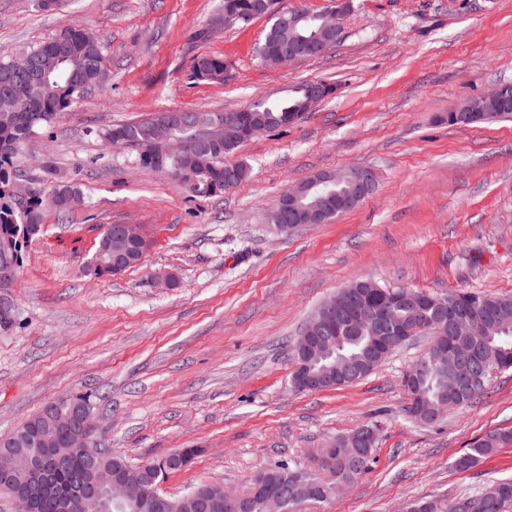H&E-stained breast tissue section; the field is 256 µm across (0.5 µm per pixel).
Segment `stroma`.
I'll list each match as a JSON object with an SVG mask.
<instances>
[{"mask_svg":"<svg viewBox=\"0 0 512 512\" xmlns=\"http://www.w3.org/2000/svg\"><path fill=\"white\" fill-rule=\"evenodd\" d=\"M222 0H0V59L66 23L104 47L109 80L50 128L19 163L54 161L82 206L47 215L15 277L19 317L0 331V437L47 402L99 392L96 440L140 463L176 448L198 454L162 482L179 496L201 483L246 491L280 462L315 469L318 449L377 427L371 468L317 512H400L409 500L456 503L512 479V446L475 467L456 457L512 429V372L494 373L468 407L415 422L404 373L431 338L406 342L356 385L290 387L293 343L339 289L383 287L512 295V121L451 126L450 108L512 83V0H353L324 55L262 64L270 25L219 23ZM223 57V82L193 76ZM335 93L298 122L239 151L247 181L194 198L168 172L108 144V128L158 112H222L275 99L305 81ZM367 168L376 188L327 224L281 234L269 221L309 177ZM136 224L151 246L117 275H87L104 225ZM172 275L175 285H156Z\"/></svg>","mask_w":512,"mask_h":512,"instance_id":"1","label":"stroma"}]
</instances>
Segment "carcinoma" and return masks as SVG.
<instances>
[{"instance_id": "obj_1", "label": "carcinoma", "mask_w": 512, "mask_h": 512, "mask_svg": "<svg viewBox=\"0 0 512 512\" xmlns=\"http://www.w3.org/2000/svg\"><path fill=\"white\" fill-rule=\"evenodd\" d=\"M291 37L292 33L285 32L277 19H272L270 27L257 46L259 60L266 66L277 65V52ZM26 55L36 57L40 67L49 72L48 82L31 86L25 91L0 84V253L15 256L19 263L22 262V253L29 241L28 232L34 225L44 224L46 216L51 212L63 214L82 203L80 188L72 181L59 177L56 165L46 160L40 168V175L33 178L36 188L28 199L26 208H19L14 197V184L23 176L16 166L20 146L31 134L54 124L88 91L103 88L108 79L103 46L93 32L83 27L78 29L64 25L53 36L27 50ZM72 70L81 76V82L76 85L67 81ZM226 70L224 59L215 55L200 56L193 65V75L196 78L214 82L224 81ZM302 95L303 92L294 89L284 98L272 102L258 101L257 116L269 129H280L284 127L285 113L298 105ZM472 106L483 113L485 123L499 118H512V112H501L495 103L487 100L475 101ZM166 116L167 113L163 112L151 118L117 125L108 129L105 137L112 140L114 145L138 149L137 162L140 166L167 171L194 197L210 198L224 194L226 171L231 172L234 188L249 178L251 169L246 161H226V158L238 153V145L226 146L221 143L207 151L191 146L177 161L163 156L162 148L155 140L158 126L165 121ZM217 117L216 112L179 113L174 116V135L193 143L202 137L206 126ZM116 248L117 241L112 233V225L102 227L96 252L106 257L114 253ZM409 292L423 297L424 304L418 307L402 303L390 304L380 296L371 298L369 304L374 311H384L398 323L417 322V334L425 333L435 339L441 334L439 303L444 301L450 306H465L486 319L489 326L488 333L482 337H461L460 350L473 351L482 364L498 371L512 369L511 296L453 289L444 293H430L411 288ZM377 335L379 330L372 320L347 328L343 338L331 345L330 351L316 361L315 367H327L332 374L334 370L330 366L341 363L346 372L343 383L345 387L366 378L379 366V362L369 356ZM409 372L419 377L421 392L420 409L409 406L407 411L415 421L422 424L426 423V413L432 407H440L446 411L460 409L471 404L483 391L481 387L475 392L464 388L456 399L447 400L448 376L430 364L428 351L415 361ZM83 398L82 394L60 398L46 404L31 416V431L24 449H36L42 456L56 453L64 457V467L54 476L55 485L61 490L70 488L76 478L86 474L92 467L96 474L110 480L105 485L110 491L111 482L118 479L120 469L129 464V461L109 450L93 461L84 449L69 447L70 435L66 430L49 427V421L54 414L66 411L70 402ZM47 435L54 439L55 447H38L39 440ZM511 443V430H493L479 438L469 451L455 459L454 468L468 470L480 459ZM370 462L371 459L367 457L355 465L349 461L338 463L332 480L312 473L307 474L309 482L326 487L321 497L311 501V506L318 508L335 499L337 490L353 485L367 473ZM296 470L297 466L288 464H278L270 469L273 486L288 497L289 512H298L290 484V475ZM333 482L336 483L334 488L331 487ZM220 490L222 486L219 484H200L179 497L163 492L161 496L169 501L168 508L154 511L142 508L140 512H195L196 495ZM481 498L494 502L487 512H505V508L512 504V479L490 484ZM410 505L411 512L460 510L459 506L440 499H415L410 501Z\"/></svg>"}]
</instances>
